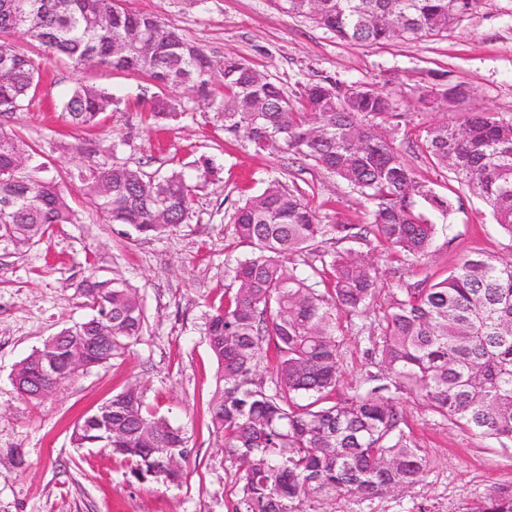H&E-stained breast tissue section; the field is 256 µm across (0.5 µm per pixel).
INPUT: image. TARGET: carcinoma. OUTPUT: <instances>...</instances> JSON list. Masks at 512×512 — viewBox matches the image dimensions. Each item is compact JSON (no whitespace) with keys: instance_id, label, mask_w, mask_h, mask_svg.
<instances>
[{"instance_id":"1","label":"carcinoma","mask_w":512,"mask_h":512,"mask_svg":"<svg viewBox=\"0 0 512 512\" xmlns=\"http://www.w3.org/2000/svg\"><path fill=\"white\" fill-rule=\"evenodd\" d=\"M121 0H0V36L22 33L76 68L132 72L211 101L224 113V134L257 149L288 152L323 168L372 200L368 224H324L300 190L274 180L237 207L231 228L246 249L232 267L235 293L208 314L204 333L217 362L209 403L224 457L240 484L232 512H308L318 496L368 501L405 490L423 477L427 457L404 429L397 395L414 392L440 416L474 435L512 443V261L475 252L444 279L402 288L375 320L371 365L345 398L333 393L342 376L344 311L363 317L378 291L367 253L325 250L298 270L290 257L327 241L368 235L414 262L438 234L432 214L447 219L454 198L419 182L394 140L375 120L394 113L392 95L371 87L342 88L325 80L294 101L277 83L231 55L215 57L162 17L128 10ZM479 0H279L337 37L384 44L436 36L470 14ZM42 64L0 40V239L30 246L79 213L59 181L32 162L27 144L4 124L24 110L40 83ZM440 90L462 107L463 84ZM121 100L79 82L62 103L66 121L91 128ZM421 152L434 166L479 195L495 223L512 237V118L466 111L455 122L425 129ZM86 203L111 224L159 237L187 223L194 186L181 170L158 178L112 157L83 177ZM329 287L319 288V284ZM91 315L60 329L21 360L13 375L34 405L60 386L112 364L143 335L147 321L132 288L90 276L79 285ZM112 336L108 342L103 336ZM81 352L82 364L71 362ZM51 361L56 374L42 366ZM273 371L267 380L262 372ZM77 421L71 441L123 456L138 481L183 478L182 429L150 412L132 384ZM478 512H512V486L489 494Z\"/></svg>"}]
</instances>
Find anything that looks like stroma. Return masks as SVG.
<instances>
[{"label": "stroma", "mask_w": 512, "mask_h": 512, "mask_svg": "<svg viewBox=\"0 0 512 512\" xmlns=\"http://www.w3.org/2000/svg\"><path fill=\"white\" fill-rule=\"evenodd\" d=\"M123 4L160 15L215 54H235L293 98L304 85L327 77L389 86L396 114L380 130L395 140L417 180L441 194L448 191V174L433 167L418 145L428 125L456 113L439 100L422 106L419 95L462 83L472 91L470 106L512 115V0H481L474 13L440 36L383 45L344 41L311 19L284 12L276 0ZM81 78L121 100L91 129L69 125L59 107ZM158 97L174 100L176 110L156 121L148 109ZM11 127L69 191L81 221L51 227L30 247L0 241V512H232L237 473L210 422L216 362L203 334L206 313L232 298L228 269L244 253L230 217L273 180L299 188L326 224L369 223L370 204L309 161L225 136L223 113L138 74L81 73L65 62L46 64L39 94ZM110 145L118 161L152 177L174 167L195 175L211 163V175L195 182L190 221L168 235L146 238L93 213L78 174L97 161V149ZM457 195L450 228L423 260L405 262L372 237L354 242L377 267L380 292L363 332L353 333V318H340L349 334L337 397L349 396L362 379L370 362L366 329L392 292L438 281L477 250L512 259V238L500 231L485 202L466 189ZM92 273L136 290L146 331L112 365L75 377L41 405H30L15 388L13 371L47 337L87 316L77 287ZM131 384L142 387L150 410L186 433L179 483L137 482L108 449L78 448L70 440L81 416ZM400 403L406 432L428 454L422 481L361 504L323 499L317 512H472L495 488L512 485V446L448 422L419 396L402 395Z\"/></svg>", "instance_id": "35a3bbf8"}]
</instances>
